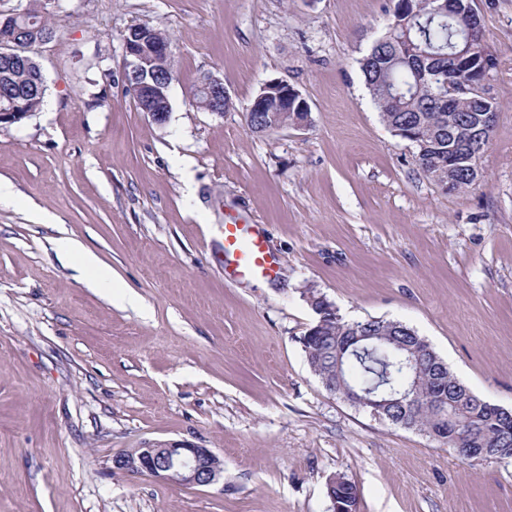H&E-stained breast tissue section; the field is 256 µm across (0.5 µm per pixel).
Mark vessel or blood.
Segmentation results:
<instances>
[{
  "instance_id": "obj_1",
  "label": "vessel or blood",
  "mask_w": 512,
  "mask_h": 512,
  "mask_svg": "<svg viewBox=\"0 0 512 512\" xmlns=\"http://www.w3.org/2000/svg\"><path fill=\"white\" fill-rule=\"evenodd\" d=\"M278 258L267 246L259 225L232 223L224 227V276L232 280L269 278Z\"/></svg>"
}]
</instances>
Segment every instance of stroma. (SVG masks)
<instances>
[{
    "instance_id": "stroma-1",
    "label": "stroma",
    "mask_w": 512,
    "mask_h": 512,
    "mask_svg": "<svg viewBox=\"0 0 512 512\" xmlns=\"http://www.w3.org/2000/svg\"><path fill=\"white\" fill-rule=\"evenodd\" d=\"M475 4L499 111L481 181L448 192L364 87L390 0H48L44 106L0 129V512H332L335 475L358 512H512V458L471 463L329 394L300 342L315 293L410 326L512 409V0ZM135 25L173 42L161 125L124 88ZM207 75L224 115L191 102ZM272 78L306 129H248ZM235 222L260 225L271 279L225 280ZM148 441L210 449L223 480L116 468ZM357 486L346 479L345 477L338 476L336 479V485L327 489L328 497L333 501V507L336 512L340 511L339 505L342 509L356 507L357 504ZM337 503V504H336ZM339 504V505H338Z\"/></svg>"
}]
</instances>
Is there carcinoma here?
Here are the masks:
<instances>
[{
	"mask_svg": "<svg viewBox=\"0 0 512 512\" xmlns=\"http://www.w3.org/2000/svg\"><path fill=\"white\" fill-rule=\"evenodd\" d=\"M442 13L432 12L431 0H400L390 14L385 32L360 60L365 88L386 126L403 133L417 148V162L434 182L450 180L458 191L474 184L465 163V143L477 116L497 110L484 97L480 84L485 47L468 41L459 19L478 18L473 0H445ZM42 0H27L16 13L18 44L13 54L0 56V110L23 97L22 111L30 117L41 110L46 84L39 62L30 54L38 43L49 40L53 27L44 15ZM142 70L125 73V80L151 82L152 71L174 77L173 57L154 59L144 44ZM465 82V87L448 91V80ZM170 102V88L163 84L149 89L136 101L140 111L150 112ZM301 113L281 111L269 104L251 114L248 128L254 133L273 132L293 123ZM417 333L391 320L348 322L328 319L321 327L307 329L301 343L312 372L320 382L342 378L357 392L384 383L390 390L416 387L423 401L444 396L448 400V428L461 426L464 444L486 451L485 462L512 457V414L492 404L462 384L437 353H423L414 366L408 365L403 343H412ZM388 423L417 430L431 437L441 428L438 413L427 409L414 412L398 404L389 407ZM341 508L357 504V486L344 477L327 489Z\"/></svg>",
	"mask_w": 512,
	"mask_h": 512,
	"instance_id": "cac0c4a2",
	"label": "carcinoma"
}]
</instances>
